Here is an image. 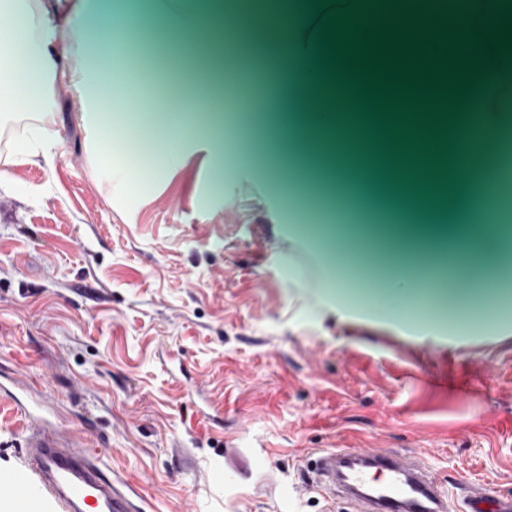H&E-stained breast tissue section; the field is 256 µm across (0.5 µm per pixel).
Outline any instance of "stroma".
I'll return each mask as SVG.
<instances>
[{"label": "stroma", "mask_w": 512, "mask_h": 512, "mask_svg": "<svg viewBox=\"0 0 512 512\" xmlns=\"http://www.w3.org/2000/svg\"><path fill=\"white\" fill-rule=\"evenodd\" d=\"M225 0H100L125 46L104 51L114 95L139 119L116 121L111 157L95 144L76 85L83 49L72 17L44 0L57 72L55 136L31 155L13 143L26 107L0 130V375L25 382L79 448L99 456L143 512H349L304 483L318 448L421 456L456 488L512 495V322L452 336L475 300L440 301L431 320L396 325L344 308L288 206L252 166L216 165L218 135L259 130L288 193L316 200L310 222L344 212L368 249L404 263L463 252L512 254V223L483 239L419 230L360 205L288 132L281 88ZM245 74L259 112H214L158 163L177 114L172 68ZM152 137L148 161L124 143ZM25 423L0 392V481L22 468Z\"/></svg>", "instance_id": "stroma-1"}]
</instances>
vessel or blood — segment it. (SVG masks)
I'll use <instances>...</instances> for the list:
<instances>
[{
  "mask_svg": "<svg viewBox=\"0 0 512 512\" xmlns=\"http://www.w3.org/2000/svg\"><path fill=\"white\" fill-rule=\"evenodd\" d=\"M29 463L5 483L0 498L11 512H42L55 499L61 512H138L126 485L112 481L102 461L63 443L45 420L26 412ZM310 488L340 498L355 512H450L453 493L438 483L427 463L392 451L327 448L316 451ZM466 512H512V497H469Z\"/></svg>",
  "mask_w": 512,
  "mask_h": 512,
  "instance_id": "obj_1",
  "label": "vessel or blood"
}]
</instances>
